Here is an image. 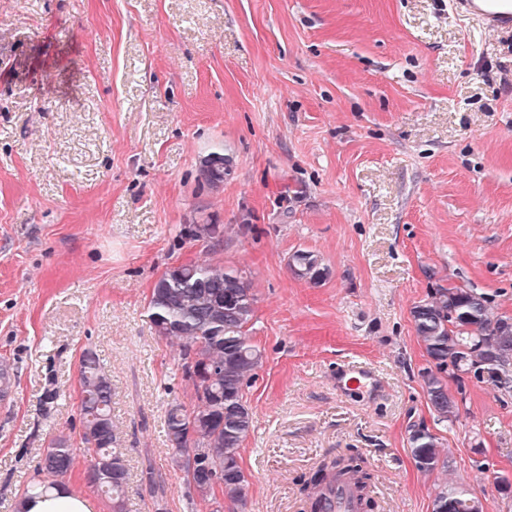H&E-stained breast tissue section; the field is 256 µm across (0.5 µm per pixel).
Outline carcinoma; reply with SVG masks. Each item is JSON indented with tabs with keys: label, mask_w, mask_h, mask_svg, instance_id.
<instances>
[{
	"label": "carcinoma",
	"mask_w": 512,
	"mask_h": 512,
	"mask_svg": "<svg viewBox=\"0 0 512 512\" xmlns=\"http://www.w3.org/2000/svg\"><path fill=\"white\" fill-rule=\"evenodd\" d=\"M224 165V155L212 153L202 161L200 177L217 187L224 183ZM290 267L312 281L325 275L317 257L306 251L295 252ZM148 310L157 335L177 341L183 376L193 387L191 405L177 399L168 403L166 437L172 463L200 501L216 504L222 497L243 505L249 484L240 465V448L253 426L244 393L263 360V352L248 334L255 295L240 273L224 269L223 264L191 263L173 266L159 277ZM411 315L429 359L420 376L439 421L459 413L445 382L450 365L462 372L485 365V379L499 388L512 386V317L492 313L485 295L461 286L435 288ZM15 378L13 365L1 360L0 398L12 392ZM79 384L81 442L89 458L86 483L109 501L112 512H129L128 466L112 420V379L93 349L82 353ZM408 442L418 470L432 473L447 468L438 438L428 427L411 426ZM74 455L68 440L58 436L43 450L38 469L63 478L73 467ZM346 476L356 480L363 512H373L374 501L368 495L371 474L354 456L336 458L331 466L313 472L306 483L313 489L310 512L322 510L318 492L323 485ZM432 512L478 510L469 490L445 486L435 493Z\"/></svg>",
	"instance_id": "1"
}]
</instances>
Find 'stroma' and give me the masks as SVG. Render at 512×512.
Wrapping results in <instances>:
<instances>
[{
  "instance_id": "obj_1",
  "label": "stroma",
  "mask_w": 512,
  "mask_h": 512,
  "mask_svg": "<svg viewBox=\"0 0 512 512\" xmlns=\"http://www.w3.org/2000/svg\"><path fill=\"white\" fill-rule=\"evenodd\" d=\"M298 251L327 277L294 275ZM208 258L248 280L263 352L249 496L224 512H309L305 479L350 454L374 512H432L445 482L512 512V390L448 380L459 415L439 421L411 316L450 285L512 316V36L449 0H0V512L52 437L79 446L86 348L112 377L131 512H212L171 462L167 404L192 389L148 312L164 271ZM348 365L374 395L337 392ZM414 424L447 469L416 468ZM224 154L212 153L205 158L200 167V177L210 187H217L224 183V165H226Z\"/></svg>"
}]
</instances>
